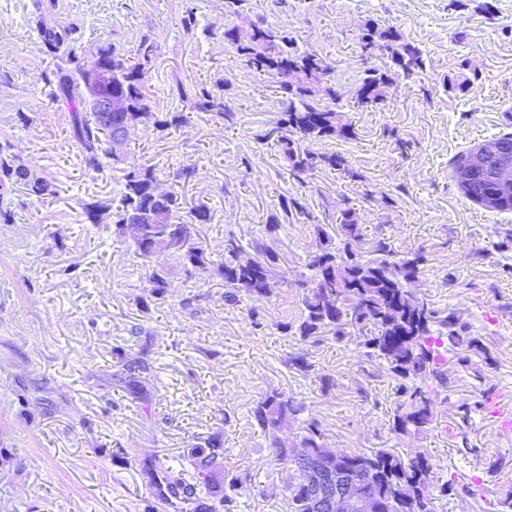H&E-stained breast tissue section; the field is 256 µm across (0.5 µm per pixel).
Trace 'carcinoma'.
<instances>
[{
	"label": "carcinoma",
	"instance_id": "1",
	"mask_svg": "<svg viewBox=\"0 0 512 512\" xmlns=\"http://www.w3.org/2000/svg\"><path fill=\"white\" fill-rule=\"evenodd\" d=\"M35 25L43 32L47 51L67 63V67L58 68L53 78L47 80L50 97L72 106L71 135L80 149L81 161L87 169L100 172L104 160L112 157V150L106 147L112 130H122L127 138L139 129L142 117L151 113L142 62L132 64L114 45L100 44L96 55L104 61L107 77L88 82L82 63L86 49L75 36L76 29L51 33L43 29L39 18ZM224 39L248 68L279 78L282 111L265 139L280 148L293 179L303 183L323 168H345L347 160L343 156L317 153L310 148L316 141L348 138L353 134L352 123L338 106L336 90L329 84L319 86L321 76L327 74L321 59L314 53L298 50L288 32L269 28L261 18L246 29L225 30ZM360 40L363 50H376L389 61V67L383 71H366L358 90V103L363 106L384 103L391 88L415 82L426 69L422 49L404 41L392 28H382L372 21ZM108 88L126 98L129 111L111 116L94 111V98ZM179 94L191 99L192 107L198 111L215 112L221 117L225 114L224 99L208 91L190 95L181 87ZM13 178L22 181L33 195L40 196L48 190L46 181L20 156L0 145V199L7 191L6 182ZM157 188L158 178L151 167L124 175L116 223H123L131 213L139 214L143 228L135 245L136 253L143 259L153 255L154 237L166 225L174 239L193 240L189 250L177 252L185 272L191 273L195 264L204 267L206 251L202 242L194 239V224L206 223L208 211L202 206L194 209V222L184 224L177 216L176 193L161 194ZM491 189V180L485 178L462 194L488 209L512 210V199L501 204L486 203ZM279 210L285 221L306 214L299 199L285 195L279 199ZM314 234L317 250L309 255L305 263L307 273L298 280L303 289L298 324L285 323L281 329H295L303 341L330 336L338 342L357 331L362 336L359 345L365 349V355L386 360L391 373L400 380L398 393L403 400L394 411L392 430L402 435L423 432L434 420L435 401L412 376L420 372L440 387L451 388L445 369V354L450 353L456 356V363L466 377L481 382L485 369L493 365L489 347L482 337L459 325L453 309H439L426 296L411 291L410 283L422 273V256L399 255L386 238L365 242L354 210L347 208L331 218V223L314 225ZM255 251L256 257H248L234 241L224 244V260L216 264V272L228 288L224 302H239L242 292L269 296L279 286L274 274L278 256L263 244L256 245ZM144 355L146 352L142 351L123 365L122 380L132 394L142 393L140 373L148 369ZM305 412L304 402L274 390L261 397L253 408L254 420L271 439L277 459L288 469L290 512H318L305 489L306 469L311 463L330 469V476L338 471L353 480L366 476V482L353 483L352 493L374 495L382 512H435L429 493L432 466L425 456L418 454L404 460L380 450L345 451L339 458L336 449L324 441L317 423L300 419ZM299 419L303 423L300 440L285 442L280 436L282 429ZM220 448L221 443L211 439L193 453L189 469L175 473L150 465L147 471L157 483L182 487L186 493L183 512H205L203 499L218 488L211 462L219 456Z\"/></svg>",
	"mask_w": 512,
	"mask_h": 512
}]
</instances>
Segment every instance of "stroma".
I'll use <instances>...</instances> for the list:
<instances>
[{
  "mask_svg": "<svg viewBox=\"0 0 512 512\" xmlns=\"http://www.w3.org/2000/svg\"><path fill=\"white\" fill-rule=\"evenodd\" d=\"M492 12H485V2ZM76 25L84 44L110 43L137 57L154 46L145 70L155 114L180 112L179 128L132 133L126 169L154 166L176 188L182 221L207 206L197 231L212 262L232 239L246 255L262 243L279 256L282 282L272 296L224 302L211 266L186 276L162 252L142 259L131 237L88 229L83 206L117 204L118 172L86 171L70 139L66 104L50 99L49 56L32 20ZM263 17L329 68L354 137L314 144L339 153L348 171L321 170L298 183L263 136L281 110L275 76L247 68L224 40L225 29ZM398 30L427 55L420 80L391 89L363 108L357 91L366 69L385 58L363 52L368 20ZM468 91H445L447 79ZM224 97L229 118L191 109L178 86ZM512 132V0H244L238 14L224 0H0V144L49 185L41 196L8 186L11 220L0 223V512H178L160 501L147 464L188 466L192 445L215 437L223 512H290L288 471L251 410L277 390L303 401L329 447L423 453L437 495L435 512H493L512 496V212L467 198L449 168L459 152ZM189 180H177L184 166ZM303 198L304 223L272 225L281 196ZM354 209L367 239L384 237L401 254L421 253L414 285L436 307L454 309L467 330L485 337L496 361L484 381L461 378L453 393L427 381L435 420L400 435L389 420L399 397L385 361L356 342L301 343L277 325L300 315L294 281L316 249L314 225ZM166 271L163 295L149 292L148 266ZM196 295L203 315L182 306ZM151 345L141 396L121 381L124 360ZM306 353L315 372L289 368ZM329 384H322V377ZM496 394L483 400L486 387ZM472 407L461 422L458 407ZM501 461L495 477L489 462Z\"/></svg>",
  "mask_w": 512,
  "mask_h": 512,
  "instance_id": "35a3bbf8",
  "label": "stroma"
}]
</instances>
